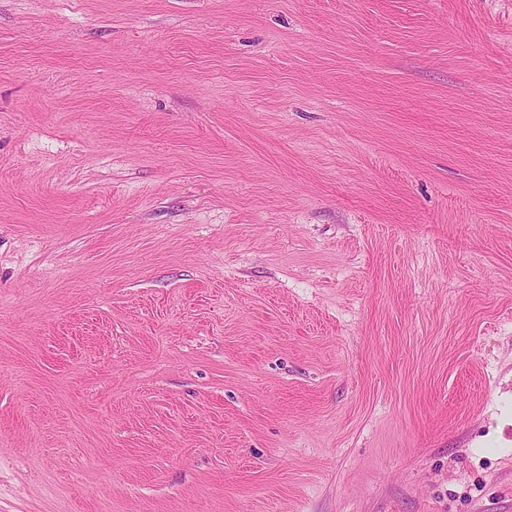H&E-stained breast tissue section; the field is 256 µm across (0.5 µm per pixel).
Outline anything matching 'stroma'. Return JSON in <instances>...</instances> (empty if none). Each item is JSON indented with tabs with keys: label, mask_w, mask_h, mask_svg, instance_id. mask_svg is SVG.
Returning a JSON list of instances; mask_svg holds the SVG:
<instances>
[{
	"label": "stroma",
	"mask_w": 512,
	"mask_h": 512,
	"mask_svg": "<svg viewBox=\"0 0 512 512\" xmlns=\"http://www.w3.org/2000/svg\"><path fill=\"white\" fill-rule=\"evenodd\" d=\"M0 512H512V0H0Z\"/></svg>",
	"instance_id": "1"
}]
</instances>
